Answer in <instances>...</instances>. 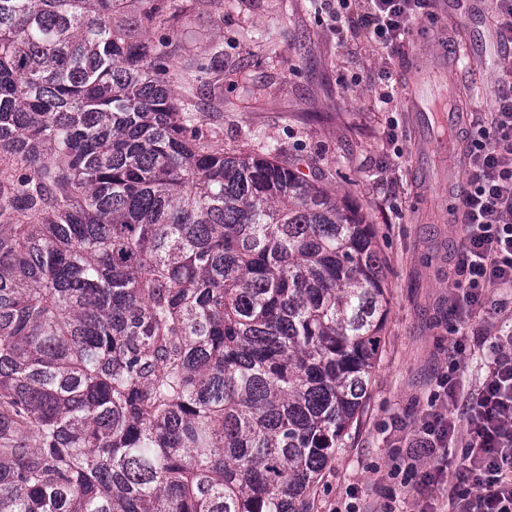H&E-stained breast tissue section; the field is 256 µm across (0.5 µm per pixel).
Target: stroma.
<instances>
[{
	"instance_id": "35a3bbf8",
	"label": "stroma",
	"mask_w": 512,
	"mask_h": 512,
	"mask_svg": "<svg viewBox=\"0 0 512 512\" xmlns=\"http://www.w3.org/2000/svg\"><path fill=\"white\" fill-rule=\"evenodd\" d=\"M180 7L161 29L177 47L176 64L224 51L223 70L208 75L193 100L204 138L228 152L269 147L297 161L357 206L386 260L390 311L379 360L357 426L320 475L314 512H384L394 495L406 512H419L414 489L391 475L392 459L413 463L407 445L451 364L477 380L487 348L460 354L454 342L476 327L492 336L511 331L512 291H493L470 318L455 313L465 160L458 153L435 169L457 174L448 197L424 182L415 156L429 134L412 120L410 87L446 63L466 131L477 134L495 97L512 87L502 76L512 49L496 38L495 2L425 0L409 44L392 57L367 34L340 38L321 0H209L203 7L181 0ZM460 31L473 48L461 65L444 47ZM386 70L395 99L381 112Z\"/></svg>"
}]
</instances>
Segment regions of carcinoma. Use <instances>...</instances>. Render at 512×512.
<instances>
[{"label":"carcinoma","instance_id":"carcinoma-1","mask_svg":"<svg viewBox=\"0 0 512 512\" xmlns=\"http://www.w3.org/2000/svg\"><path fill=\"white\" fill-rule=\"evenodd\" d=\"M125 2L0 0V512H312L388 314L374 225L204 139L177 0Z\"/></svg>","mask_w":512,"mask_h":512}]
</instances>
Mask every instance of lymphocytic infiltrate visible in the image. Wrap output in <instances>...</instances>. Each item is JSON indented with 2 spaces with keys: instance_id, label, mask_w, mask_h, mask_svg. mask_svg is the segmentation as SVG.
I'll list each match as a JSON object with an SVG mask.
<instances>
[{
  "instance_id": "1",
  "label": "lymphocytic infiltrate",
  "mask_w": 512,
  "mask_h": 512,
  "mask_svg": "<svg viewBox=\"0 0 512 512\" xmlns=\"http://www.w3.org/2000/svg\"><path fill=\"white\" fill-rule=\"evenodd\" d=\"M421 0H369L362 28L383 48L412 34ZM467 186L460 198L463 226L456 265L454 309L471 316L493 288H512V94L496 98L481 134L466 140ZM477 382L456 372L442 377L417 438L432 456L458 447L453 467L417 474L414 487L427 499L452 478L448 512H512V331L495 337Z\"/></svg>"
}]
</instances>
